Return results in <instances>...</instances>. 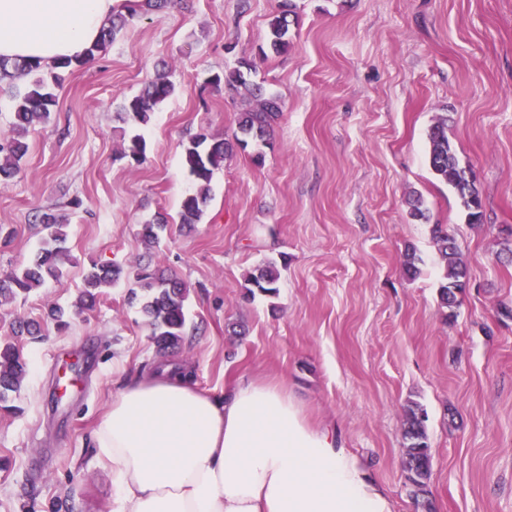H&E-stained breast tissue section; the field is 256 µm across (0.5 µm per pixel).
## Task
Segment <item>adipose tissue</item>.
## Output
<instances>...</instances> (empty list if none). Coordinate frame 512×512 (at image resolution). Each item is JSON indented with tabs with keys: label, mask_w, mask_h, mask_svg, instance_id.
Wrapping results in <instances>:
<instances>
[{
	"label": "adipose tissue",
	"mask_w": 512,
	"mask_h": 512,
	"mask_svg": "<svg viewBox=\"0 0 512 512\" xmlns=\"http://www.w3.org/2000/svg\"><path fill=\"white\" fill-rule=\"evenodd\" d=\"M118 0H0V56H83ZM112 512H393L384 490L283 388L216 398L174 366L120 390L95 430Z\"/></svg>",
	"instance_id": "ef3b65f1"
}]
</instances>
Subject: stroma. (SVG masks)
<instances>
[{
  "label": "stroma",
  "instance_id": "stroma-1",
  "mask_svg": "<svg viewBox=\"0 0 512 512\" xmlns=\"http://www.w3.org/2000/svg\"><path fill=\"white\" fill-rule=\"evenodd\" d=\"M287 52L267 46L279 0H174L137 16L57 88L51 121L28 138L22 173L0 186V275L44 235L57 209L72 262L61 281L0 307V339L28 363L16 414L0 415V512H112V474L98 458L99 417L125 385L162 362L214 397L242 379L284 386L313 425L334 423L393 512H416L405 484V408L427 412L433 512H512V264L499 227L512 225V0H292ZM249 61L282 99L269 145L234 149L215 172L199 224H177L195 188L183 146L206 131L237 132L238 96L212 75ZM169 73L175 94L147 125L115 121L124 97ZM459 164L472 170L486 221L469 224L428 164L439 118ZM146 159L119 154L134 134ZM262 161H255V153ZM420 198L423 219L410 215ZM170 222L156 246L140 227ZM452 234L468 284L453 319L439 307L445 266L434 225ZM417 275L404 270L407 251ZM189 288L182 344L159 356L138 304L120 282L57 331L52 306H71L92 263L139 260ZM266 262L279 292L248 295ZM42 335L14 336L17 318ZM242 323L247 335L228 332ZM79 382L58 395L62 369Z\"/></svg>",
  "mask_w": 512,
  "mask_h": 512
}]
</instances>
